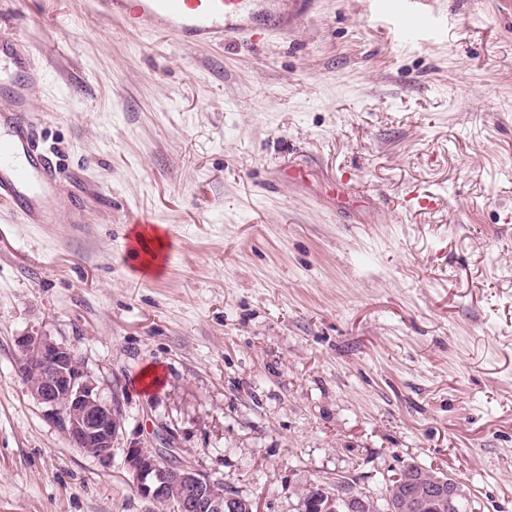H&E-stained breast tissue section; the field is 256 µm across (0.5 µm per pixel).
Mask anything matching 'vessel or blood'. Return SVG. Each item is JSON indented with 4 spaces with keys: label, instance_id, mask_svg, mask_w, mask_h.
Instances as JSON below:
<instances>
[{
    "label": "vessel or blood",
    "instance_id": "b4317fda",
    "mask_svg": "<svg viewBox=\"0 0 512 512\" xmlns=\"http://www.w3.org/2000/svg\"><path fill=\"white\" fill-rule=\"evenodd\" d=\"M98 12L127 30L176 43L218 45L278 31L279 0H94ZM44 78L14 39L0 37V86L11 108L0 113V204L26 224H52L58 215L83 223V213L58 196L59 169L41 147L31 93Z\"/></svg>",
    "mask_w": 512,
    "mask_h": 512
}]
</instances>
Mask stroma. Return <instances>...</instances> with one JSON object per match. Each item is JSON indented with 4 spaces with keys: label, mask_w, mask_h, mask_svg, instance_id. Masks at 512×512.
<instances>
[{
    "label": "stroma",
    "mask_w": 512,
    "mask_h": 512,
    "mask_svg": "<svg viewBox=\"0 0 512 512\" xmlns=\"http://www.w3.org/2000/svg\"><path fill=\"white\" fill-rule=\"evenodd\" d=\"M378 4L281 0V33L208 47L0 0L85 217L0 205V512H157L132 442L259 512L313 483L379 500L409 464L512 512V0H420L426 32ZM147 225L160 250L130 253ZM33 330L117 401L108 460L17 377Z\"/></svg>",
    "instance_id": "obj_1"
}]
</instances>
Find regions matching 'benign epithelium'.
<instances>
[{
  "instance_id": "obj_1",
  "label": "benign epithelium",
  "mask_w": 512,
  "mask_h": 512,
  "mask_svg": "<svg viewBox=\"0 0 512 512\" xmlns=\"http://www.w3.org/2000/svg\"><path fill=\"white\" fill-rule=\"evenodd\" d=\"M16 345L15 372L44 406L48 420L83 453L109 458L121 429L120 409L101 397L77 350L38 331L18 337ZM124 453L133 490L165 512H256L252 501L225 490L222 482L195 466L174 463L162 449L131 443ZM460 494L451 478L411 474L397 492L398 512H418L430 498L451 510Z\"/></svg>"
}]
</instances>
